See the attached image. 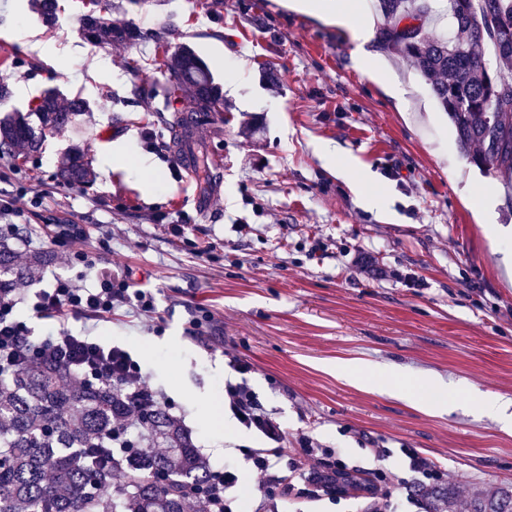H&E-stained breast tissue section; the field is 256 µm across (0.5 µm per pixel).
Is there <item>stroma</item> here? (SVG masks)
<instances>
[{"label": "stroma", "instance_id": "obj_1", "mask_svg": "<svg viewBox=\"0 0 512 512\" xmlns=\"http://www.w3.org/2000/svg\"><path fill=\"white\" fill-rule=\"evenodd\" d=\"M58 4L50 29L29 0H0L9 105L32 111L56 89L89 109L40 152L1 156L0 196L22 185L40 193L43 217L85 230L96 265L68 260L35 223L15 239L17 258L35 248L55 255L32 292L58 278L91 288L97 270L115 265L152 293L160 331L121 309L96 334L130 349L210 469L237 470V512H364L365 502L267 500L243 454L259 442L224 405L230 381H247L289 441L313 436L348 466L403 473L405 446L458 492L512 484V432L474 404L512 397V283L500 268L512 237L489 236L476 216L490 206L495 223L512 226V209L501 183L459 153L425 80L380 46L408 90L396 102L354 68L346 29L288 0H112L110 24L149 34L112 45L83 41L86 0ZM164 41L194 48L226 90L223 111L197 132L216 176L205 215L194 206L197 184L173 165L162 121L176 106L165 95ZM268 66L277 83L265 79ZM75 145L93 160L91 184L58 176ZM326 146L366 183L336 176ZM172 224L185 236H172ZM204 242L210 255L195 251ZM201 307L213 316L206 348L184 332ZM354 359L401 373L416 397L427 394L424 380H440L447 409L348 383L336 366ZM236 360L248 373L233 369ZM378 446L391 457L377 461Z\"/></svg>", "mask_w": 512, "mask_h": 512}]
</instances>
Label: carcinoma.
<instances>
[{
	"instance_id": "obj_1",
	"label": "carcinoma",
	"mask_w": 512,
	"mask_h": 512,
	"mask_svg": "<svg viewBox=\"0 0 512 512\" xmlns=\"http://www.w3.org/2000/svg\"><path fill=\"white\" fill-rule=\"evenodd\" d=\"M91 2L82 18L85 40L145 37L136 28L106 23L109 3ZM379 7L386 20L382 37L430 86L455 128L459 150L484 174L512 181V0H379ZM36 9L52 26L57 0H38ZM434 12L448 16L452 36L426 34ZM488 43L494 68L484 54ZM164 54L167 97L190 91L165 125L196 155L194 129L224 99L193 48L180 45ZM86 111L85 100L63 102L49 90L35 109L38 124L17 110L0 117V154L38 151ZM60 178L89 184L92 162L74 151L66 155ZM51 259L36 251L19 264L13 246L0 237V293L36 280ZM129 414L141 431L127 459L111 468L92 463L89 453L111 433L112 421ZM209 477L191 435L160 405L134 400L110 384L91 388L62 364L32 360L0 375V512H185L184 492L202 488ZM427 512H512V485H486L465 497L440 485L427 493Z\"/></svg>"
}]
</instances>
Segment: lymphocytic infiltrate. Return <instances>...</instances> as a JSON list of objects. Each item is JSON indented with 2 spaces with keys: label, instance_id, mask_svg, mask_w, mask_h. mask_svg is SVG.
Here are the masks:
<instances>
[{
  "label": "lymphocytic infiltrate",
  "instance_id": "obj_1",
  "mask_svg": "<svg viewBox=\"0 0 512 512\" xmlns=\"http://www.w3.org/2000/svg\"><path fill=\"white\" fill-rule=\"evenodd\" d=\"M18 295H0V371H12L28 360L61 362L76 370L78 377H91L121 387L129 396L146 395L154 403L164 394L147 384V376L131 354L118 346L106 347L89 334L77 335L68 327L70 319L108 321L114 309L127 307L138 316L154 318L156 308L151 293L131 288L126 274L103 271L96 287L77 288L66 279L30 297L32 310L39 317L50 318L55 326L46 335H33L30 327L14 315ZM224 396L241 424L260 433L268 442L264 448H249L245 454L255 471L267 484H284L282 476L272 474L273 459L286 452L287 432L257 398L247 383H230ZM238 481L229 468L211 471L206 488L188 496L189 512H233L228 489Z\"/></svg>",
  "mask_w": 512,
  "mask_h": 512
}]
</instances>
